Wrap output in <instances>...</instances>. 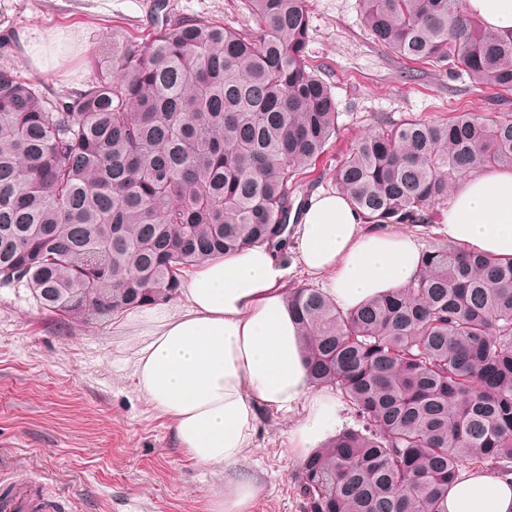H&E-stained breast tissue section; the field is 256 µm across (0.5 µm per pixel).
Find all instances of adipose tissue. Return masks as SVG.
I'll return each mask as SVG.
<instances>
[{"label":"adipose tissue","instance_id":"obj_1","mask_svg":"<svg viewBox=\"0 0 512 512\" xmlns=\"http://www.w3.org/2000/svg\"><path fill=\"white\" fill-rule=\"evenodd\" d=\"M465 13L499 36L512 37V0H464ZM449 242L500 259L512 258V169L476 173L455 189L442 213ZM307 273L351 311L410 284L421 249L408 234L366 227L363 215L337 193L312 194L293 235ZM288 268L275 251L256 245L203 261L185 279L174 309L136 317L140 396L166 417L188 457L232 467L252 444L260 409L305 417L290 433L304 457L341 422L331 393L313 388L303 339L286 297ZM256 479L237 473L211 498L209 512H252ZM441 512H512V476L489 470L462 475L448 488Z\"/></svg>","mask_w":512,"mask_h":512}]
</instances>
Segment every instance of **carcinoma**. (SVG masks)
<instances>
[{"label": "carcinoma", "mask_w": 512, "mask_h": 512, "mask_svg": "<svg viewBox=\"0 0 512 512\" xmlns=\"http://www.w3.org/2000/svg\"><path fill=\"white\" fill-rule=\"evenodd\" d=\"M251 23L168 18L142 44L112 41L82 89L46 95L0 64V285L84 319L166 303L204 260L288 247L300 170L336 134L310 69L306 0H246ZM396 58L444 64L512 93V38L460 0H359ZM512 167V113L406 120L336 167L367 224L434 222L461 177ZM310 382L356 426L304 459V512H439L467 471L512 474V259L442 239L395 293L344 311L288 293Z\"/></svg>", "instance_id": "1"}]
</instances>
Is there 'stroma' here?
<instances>
[{"label":"stroma","instance_id":"1","mask_svg":"<svg viewBox=\"0 0 512 512\" xmlns=\"http://www.w3.org/2000/svg\"><path fill=\"white\" fill-rule=\"evenodd\" d=\"M156 0H0V35L18 45L24 76L55 92L82 89L88 56L113 36L142 43ZM172 16L248 23L245 0H167ZM308 62L329 86L337 134L299 179L310 191L334 192L333 174L379 118L442 120L457 112L512 113V94L495 102L468 77L430 64L404 65L371 39L359 0H307ZM40 33L69 46L47 70L32 65L27 39ZM135 328L128 315L100 322L42 310L29 289L0 286V482L42 489L56 512H208L224 485L221 468L191 461L169 422L139 396ZM300 412L260 411L251 448L237 467L259 494L252 512H303L296 489L300 461L290 444Z\"/></svg>","mask_w":512,"mask_h":512}]
</instances>
